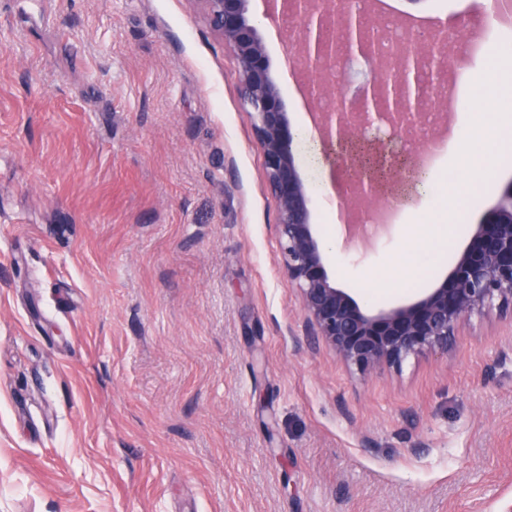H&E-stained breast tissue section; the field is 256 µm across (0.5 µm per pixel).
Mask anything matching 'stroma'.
Masks as SVG:
<instances>
[{
    "instance_id": "stroma-1",
    "label": "stroma",
    "mask_w": 512,
    "mask_h": 512,
    "mask_svg": "<svg viewBox=\"0 0 512 512\" xmlns=\"http://www.w3.org/2000/svg\"><path fill=\"white\" fill-rule=\"evenodd\" d=\"M259 21L318 147L296 43ZM512 183L460 216L440 287ZM233 57L192 0H0V512H512V316L362 377L311 340ZM424 244L328 257L358 295Z\"/></svg>"
}]
</instances>
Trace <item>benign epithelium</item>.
I'll return each instance as SVG.
<instances>
[{
	"label": "benign epithelium",
	"instance_id": "7a95c632",
	"mask_svg": "<svg viewBox=\"0 0 512 512\" xmlns=\"http://www.w3.org/2000/svg\"><path fill=\"white\" fill-rule=\"evenodd\" d=\"M224 39L236 63L241 104L263 156L265 182L276 202V233L288 280L316 344L331 348L350 369L370 374L399 368L427 351H446L461 321L492 308L512 312V183L495 210L478 225L449 280L411 302L374 309L336 286L326 268L327 252L311 222L313 198L301 174L295 134L250 0H193ZM264 18L289 13L302 22L297 56L319 98L317 77L334 72L347 57L368 65L353 96H334L336 107L319 113L322 160L349 177L344 202L350 209L380 212L387 200H402L420 182L419 156L399 157L380 141H363L361 127L379 123L401 129L416 149L426 125L410 78L418 59L443 67L446 44L430 40L416 47L385 39L383 24L355 11L350 0H265Z\"/></svg>",
	"mask_w": 512,
	"mask_h": 512
}]
</instances>
